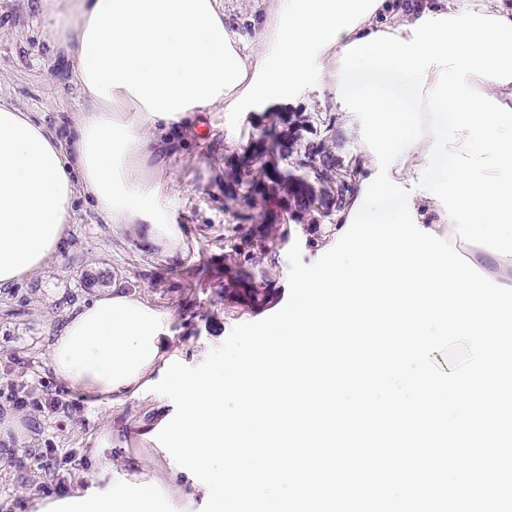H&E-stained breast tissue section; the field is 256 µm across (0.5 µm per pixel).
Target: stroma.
I'll return each instance as SVG.
<instances>
[{"label": "stroma", "instance_id": "1", "mask_svg": "<svg viewBox=\"0 0 512 512\" xmlns=\"http://www.w3.org/2000/svg\"><path fill=\"white\" fill-rule=\"evenodd\" d=\"M223 4L224 21L239 33L241 55L249 56L255 47L253 22L267 19L269 0ZM39 13L40 0H0V101L37 113L67 143L72 136L66 114L81 94L64 51L43 40ZM284 112L286 132L306 140L316 133L302 127L305 116L319 112L332 119L336 139L331 151L341 167L352 166L361 125L348 123L335 110L320 61L311 62ZM225 124L227 117L215 111L184 128L171 158L168 196L184 235L181 250L170 255L145 248L80 200L59 259L15 288L0 291V417L18 410L27 429L20 448L32 455L25 467L12 458L0 466V512H31L35 498L55 494L56 471L65 475L72 492L167 467L154 436L166 397L146 390L114 403L69 387L54 375L48 340L69 310L112 287L138 291L161 313L176 361L196 366L234 326L262 320L286 303L292 245H299L303 262L311 263L322 227L310 215L279 225L284 241L261 253L252 245L260 228L256 211L243 208L234 218L225 214L224 193L237 178L240 158L225 142ZM260 272L271 300L241 302L242 279ZM20 396L27 404L19 410L13 400ZM47 397L63 402L60 413L38 408Z\"/></svg>", "mask_w": 512, "mask_h": 512}]
</instances>
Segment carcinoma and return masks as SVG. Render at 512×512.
Masks as SVG:
<instances>
[{
    "mask_svg": "<svg viewBox=\"0 0 512 512\" xmlns=\"http://www.w3.org/2000/svg\"><path fill=\"white\" fill-rule=\"evenodd\" d=\"M280 120L282 117L276 116L255 135L251 145L252 158L245 164L244 174L224 195L226 213L235 214L243 205L261 207L262 223L267 225L263 243L259 245L262 251L268 250L266 241L276 238L274 224L278 219L267 209L266 181L288 180L293 187L295 212L300 213L316 209V204L321 202L315 190L317 184L323 187L327 196L336 197V209H341L356 175L353 167L336 168V159L325 145V141L335 138L332 121L318 119L319 125L324 127L325 138L298 146L296 141L277 130ZM275 155L290 161L289 169L280 172L264 165L265 157Z\"/></svg>",
    "mask_w": 512,
    "mask_h": 512,
    "instance_id": "carcinoma-1",
    "label": "carcinoma"
}]
</instances>
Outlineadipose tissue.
<instances>
[{
  "instance_id": "obj_1",
  "label": "adipose tissue",
  "mask_w": 512,
  "mask_h": 512,
  "mask_svg": "<svg viewBox=\"0 0 512 512\" xmlns=\"http://www.w3.org/2000/svg\"><path fill=\"white\" fill-rule=\"evenodd\" d=\"M250 58L220 0H42L43 38L65 47L83 101L71 147L30 113L0 102V289L61 252L77 198L106 223L173 253L184 243L166 201L179 128L216 109L289 104L312 59L336 88L342 50L385 31L411 39L428 0H270ZM161 314L137 293L107 290L68 311L48 344L57 379L93 396H137L168 358ZM175 477H131L57 497L35 512H149Z\"/></svg>"
}]
</instances>
